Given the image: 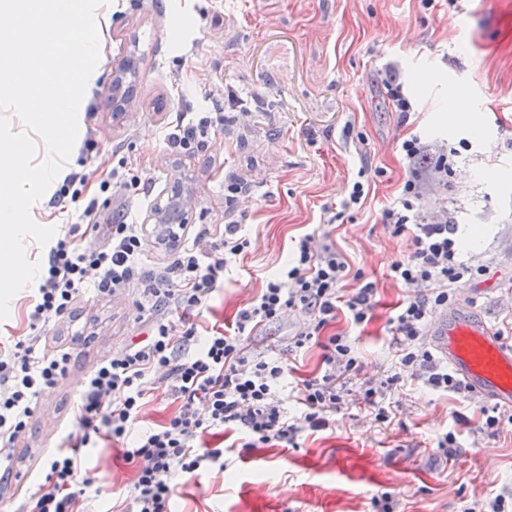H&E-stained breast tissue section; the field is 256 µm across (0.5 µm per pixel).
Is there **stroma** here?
<instances>
[{"mask_svg": "<svg viewBox=\"0 0 512 512\" xmlns=\"http://www.w3.org/2000/svg\"><path fill=\"white\" fill-rule=\"evenodd\" d=\"M108 26L103 51L79 111V133L69 161L41 202L34 221L64 236L74 224L112 223L120 215L140 222L174 179L192 198L193 225L224 221V186H244L232 207L251 242L230 265L224 284L203 312L204 321L233 323L236 312L289 260L298 239L314 228L346 257L352 271L375 282L376 307L367 326L337 319L362 364L361 376L392 381L375 409L349 405L327 430L303 433L291 449L258 448L239 455V434L225 432L223 470L193 478L178 472L172 512H369L372 498L390 493L394 512H466L476 501L512 491V427L492 436L483 429L482 400L434 391L398 363L387 320L404 292L387 266L412 251L409 236H392L382 210L401 192L410 172L401 142L420 135L447 149V181L427 190L429 210L447 209L458 226L460 257L479 267L458 299L499 326L512 320V0H109L99 7ZM135 53L139 68L133 101L112 108V65ZM395 64L414 102L401 122L384 88ZM429 71L427 85L416 81ZM462 94L468 119H453L449 96ZM248 114L211 132L193 155L170 151L166 132L183 114L230 112L229 97ZM370 192L358 210L337 206L358 170ZM89 175L82 196L56 205L64 180ZM138 175L140 184L101 188L112 176ZM95 212L84 217L87 202ZM141 285L110 302L82 291L79 313L94 317L96 337L76 345L67 377L39 399L28 436L15 451L60 443L75 430L71 410L95 363L113 347L143 336ZM295 313L262 327L254 353L278 355L302 322ZM276 385L288 417L300 414L293 389L317 374L321 351H298ZM461 445L455 461L435 455L439 433ZM82 465L112 489L87 492L88 512H110L127 489L130 471L112 448L81 452Z\"/></svg>", "mask_w": 512, "mask_h": 512, "instance_id": "stroma-1", "label": "stroma"}]
</instances>
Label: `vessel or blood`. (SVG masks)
<instances>
[{
    "label": "vessel or blood",
    "instance_id": "obj_1",
    "mask_svg": "<svg viewBox=\"0 0 512 512\" xmlns=\"http://www.w3.org/2000/svg\"><path fill=\"white\" fill-rule=\"evenodd\" d=\"M428 341L468 393L512 409V345L492 325L461 303L435 316Z\"/></svg>",
    "mask_w": 512,
    "mask_h": 512
}]
</instances>
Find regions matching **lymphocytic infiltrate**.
Listing matches in <instances>:
<instances>
[{"label": "lymphocytic infiltrate", "mask_w": 512, "mask_h": 512, "mask_svg": "<svg viewBox=\"0 0 512 512\" xmlns=\"http://www.w3.org/2000/svg\"><path fill=\"white\" fill-rule=\"evenodd\" d=\"M224 122V114L218 113L177 123L168 135L169 146L179 153L193 152ZM400 152L412 172L381 221L393 236L410 235L413 251L388 266L389 278L405 290L388 330L399 346L400 365L413 377L430 389L460 394L463 385L441 366L426 342L430 315L447 307L455 290L474 274L473 266L459 257L456 226L447 210L433 212L426 206L423 178L447 175L448 156L430 154L428 143L416 135L402 142ZM423 159L429 166L422 172L417 165ZM240 190L239 184L225 185L223 224L214 230L203 224L191 238H178L158 272L141 264L145 234L140 224L89 225V232L106 234L105 243L94 249L80 247L68 235L50 247L36 277L31 332L13 349L0 350V447L6 450L1 469L11 470V451L25 440L42 392L69 373L71 346L49 347L42 326L73 317L85 283H92L97 300L107 301L140 282V309L147 314L148 332L112 350L86 376L74 410L77 430L51 450L49 471L28 497L24 512H84L86 490L97 478L79 465V449L123 439L159 389L179 407L125 450L133 481L111 512H170L174 469L192 475L223 464L224 451L212 440L224 430L241 432L239 445L245 452L285 448L295 445L300 433L328 429L331 418L344 409L349 383L359 376L361 365L347 334L331 335L327 329L340 317L353 327L366 325L376 288L352 273L342 254L318 241L316 233L303 235L291 260L238 311L234 330L214 326L202 332L192 321L223 284L229 263L250 246L231 207ZM350 280L355 286L349 290L345 284ZM297 311L304 321L292 344L320 348L322 366L319 374L297 384L296 401L303 410L291 419L273 389L286 367L282 359L252 352L250 334Z\"/></svg>", "instance_id": "1"}]
</instances>
